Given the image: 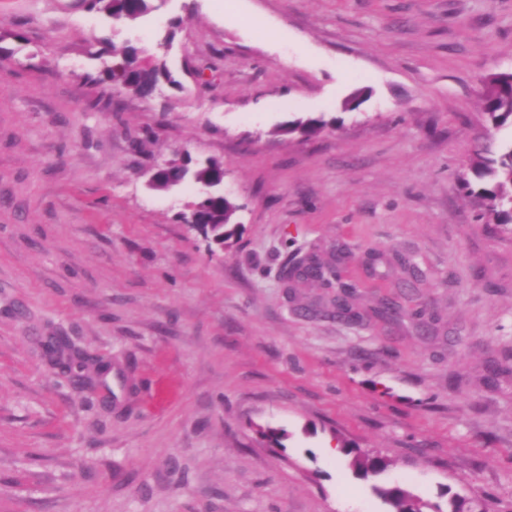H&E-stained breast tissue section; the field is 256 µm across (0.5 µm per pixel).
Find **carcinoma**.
I'll list each match as a JSON object with an SVG mask.
<instances>
[{"instance_id":"cac0c4a2","label":"carcinoma","mask_w":512,"mask_h":512,"mask_svg":"<svg viewBox=\"0 0 512 512\" xmlns=\"http://www.w3.org/2000/svg\"><path fill=\"white\" fill-rule=\"evenodd\" d=\"M88 8L103 12L117 22L135 23L145 17L151 10L150 0H88ZM143 50L128 45L121 51H112V62L104 70L105 79L115 88H121L139 97L153 95L156 87L167 82L173 86H181L166 63L157 56H142ZM481 100L485 113L497 128L512 127V75L496 73L484 83ZM327 126L320 117H309L288 125V133L298 132L305 136H313ZM181 176L171 179L161 174L151 188L167 191L178 187L184 182L213 183L224 173V163L209 160L206 164L192 168L185 161L177 165ZM471 173L478 180V189H473L467 175L461 176L463 186L468 193L477 195L484 203L487 213L497 224L512 227V139L504 141L498 149H479L475 152L470 166ZM207 218L205 228L210 238L224 244L232 236L229 226L237 209L229 198L220 193L200 195L191 202ZM335 272L334 266L324 263L314 255L299 259L287 270L286 276L305 281H318L325 274ZM49 361L59 367L62 372L70 373L74 368H84L82 362L76 361L72 352V344L65 336H53L46 344ZM345 453L351 456L350 464L356 473L382 472L390 466V461L379 455L363 454L353 447H345ZM377 494L389 506V512H443L437 504L424 503L412 496L398 485L376 488ZM450 512H489L486 503L477 499L456 496L451 500Z\"/></svg>"}]
</instances>
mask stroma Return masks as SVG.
<instances>
[{"mask_svg": "<svg viewBox=\"0 0 512 512\" xmlns=\"http://www.w3.org/2000/svg\"><path fill=\"white\" fill-rule=\"evenodd\" d=\"M152 6L0 0V512H387L390 484L512 512V234L460 185L512 137L480 96L512 0ZM175 19L181 88L104 81L102 42L150 51ZM183 151L224 163V247L179 218L196 185L147 187ZM339 246L337 283L284 278ZM49 336L111 389L50 367ZM88 8L103 12L117 22L135 23L151 10L150 0H88ZM345 453L352 456L350 464L358 474L367 475L371 472H382L390 466V461L387 458L379 455L362 454L353 447L346 446Z\"/></svg>", "mask_w": 512, "mask_h": 512, "instance_id": "stroma-1", "label": "stroma"}]
</instances>
